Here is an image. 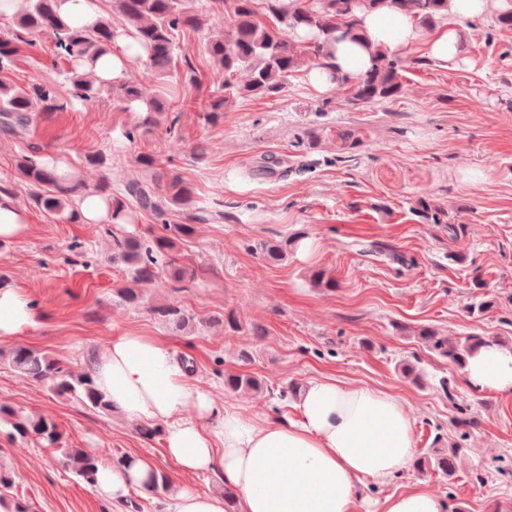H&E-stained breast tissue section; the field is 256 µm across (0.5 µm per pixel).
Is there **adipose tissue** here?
Here are the masks:
<instances>
[{
    "label": "adipose tissue",
    "instance_id": "obj_1",
    "mask_svg": "<svg viewBox=\"0 0 512 512\" xmlns=\"http://www.w3.org/2000/svg\"><path fill=\"white\" fill-rule=\"evenodd\" d=\"M506 0H448V23L426 33L413 18L386 7L363 14L368 40L400 54L422 46L445 66L460 54L458 19L487 16ZM41 314L16 288L0 286V338L23 334ZM468 384L512 396V349L481 347L464 369ZM93 378L114 411L164 428L168 458L184 473H213L237 493L236 512H352L359 488L407 469L415 454L413 421L383 389L332 376L308 380L288 421L248 417L221 405L189 378L167 346L135 333L113 338ZM150 464L136 459L98 463L93 485L115 503L131 491L147 494ZM164 512H226L222 495L180 486Z\"/></svg>",
    "mask_w": 512,
    "mask_h": 512
}]
</instances>
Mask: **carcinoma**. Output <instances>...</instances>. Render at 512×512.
Here are the masks:
<instances>
[{
    "mask_svg": "<svg viewBox=\"0 0 512 512\" xmlns=\"http://www.w3.org/2000/svg\"><path fill=\"white\" fill-rule=\"evenodd\" d=\"M61 0H25L24 7L14 13L12 37L0 38V71L13 66L20 46L32 47L43 34L54 38L59 58L68 64L66 81L69 96L59 93L57 81L50 77L35 79L26 86L0 79V132L25 140L29 127L37 119L52 112H63L75 102L91 104L105 92L120 112H136L137 120L124 130L133 141L136 136L164 130L172 135L180 120L173 110L172 93L179 84L195 81L192 68L181 80L172 78L176 38L185 30L202 31L201 17L189 10L185 0H113L121 17L115 25L105 17L90 27H78L60 14ZM224 6L231 22L224 30L204 37L205 54L220 71L224 84L202 105L204 119L215 123L224 116V106L235 97L263 98L275 96L288 86L290 78L305 63L310 67H330L336 43L350 40L361 45L371 58L370 67L352 76L340 73L333 78L336 85L349 92L348 100L365 104L395 97L404 91L401 81L403 61L388 50L373 47L363 37L359 14L387 6L412 15L420 28L433 29L448 19V0H317L309 5L304 0H265L274 26L260 17L255 0H215ZM134 39L140 52L124 61L125 68L143 62L154 72L164 87L152 94L125 78L112 82L93 77L97 62L112 51L121 35ZM135 175L124 181V198L112 196L108 181L97 185L106 204L107 224H131L134 216L125 199L134 201L141 210L152 213L162 224L163 233L151 238L129 234L113 239L112 262L128 270L134 282L147 287L159 285V274L165 282L176 284L198 280L202 268L186 264L178 255L177 241L190 236L193 223L206 224L208 212L196 206L193 191L178 175L165 171L160 161L150 154L134 158ZM18 181L27 188L30 199L46 215L56 218L64 214L77 219V200L85 184L78 171L64 169L59 158L45 154L32 144L17 157ZM186 214L187 224H172L168 215ZM265 257L281 261L288 244L265 242L260 245ZM175 332L184 331L193 321L188 310L170 303L149 308ZM423 344L449 363L465 368L467 359L488 340L468 335L456 340L439 335L432 329L420 333ZM8 366L24 381L45 383L59 397L72 398L99 411L112 406L97 387L92 372L76 375L66 363L47 353L25 346L11 349L6 356ZM401 372L412 384L421 387L426 378L423 370L408 360ZM265 381L252 373H227L224 390L234 393H259ZM0 421H5L22 437L31 435L50 445L60 439L55 422L43 415L25 414L0 405ZM458 449L435 451L420 457L417 469L431 470L450 477L455 471ZM98 460L79 448L63 449V465L87 482H93Z\"/></svg>",
    "mask_w": 512,
    "mask_h": 512,
    "instance_id": "carcinoma-1",
    "label": "carcinoma"
}]
</instances>
